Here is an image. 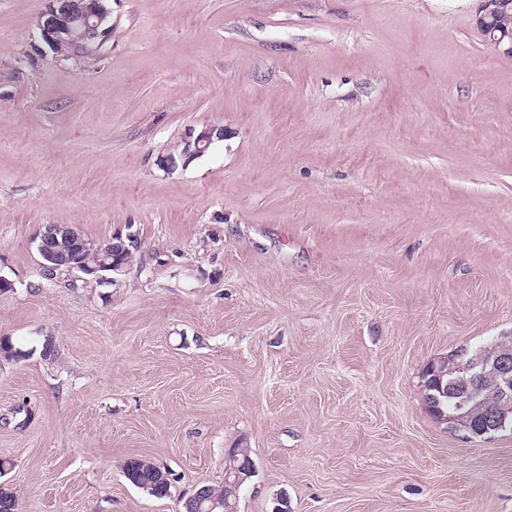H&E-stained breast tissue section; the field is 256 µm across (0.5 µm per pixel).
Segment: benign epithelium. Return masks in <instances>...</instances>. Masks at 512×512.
<instances>
[{
	"label": "benign epithelium",
	"instance_id": "benign-epithelium-1",
	"mask_svg": "<svg viewBox=\"0 0 512 512\" xmlns=\"http://www.w3.org/2000/svg\"><path fill=\"white\" fill-rule=\"evenodd\" d=\"M512 8V0H478L477 25L487 37L489 46L502 57L512 56V28L502 18ZM109 12L102 0H49V7L42 13L38 26L45 42L55 51L66 47L84 50L105 34ZM224 139V128L206 126L188 137L179 155L169 153L159 159L164 170H173L178 162L184 163L204 155L214 141ZM37 249L42 267L47 270L62 268L96 279L105 272H115L126 264L127 248L118 238L96 242L86 238L75 226L46 224L37 235ZM493 385L499 397L512 399V349L503 348L491 361H476L461 382L438 384L431 395L433 402L439 396L456 398L455 408L461 412L477 404L487 385ZM505 429V417L495 409H484L473 417L469 427L475 436H490ZM240 450L232 449L225 460V479L234 488L244 485L254 473L253 462L248 456L238 458Z\"/></svg>",
	"mask_w": 512,
	"mask_h": 512
}]
</instances>
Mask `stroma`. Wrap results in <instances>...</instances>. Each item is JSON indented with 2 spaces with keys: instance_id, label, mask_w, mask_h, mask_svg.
<instances>
[{
  "instance_id": "obj_1",
  "label": "stroma",
  "mask_w": 512,
  "mask_h": 512,
  "mask_svg": "<svg viewBox=\"0 0 512 512\" xmlns=\"http://www.w3.org/2000/svg\"><path fill=\"white\" fill-rule=\"evenodd\" d=\"M86 53L0 0V482L18 512H512V430L428 363L512 336V59L476 0H104ZM223 140L175 170L190 133ZM119 238L104 279L36 235ZM168 469L171 493L124 465ZM472 420L469 431L475 436H490L505 429V417L495 409H483ZM241 450L239 448H233L227 455V458L225 460V479L230 482L229 486L228 484H225L224 486L220 488L213 487L211 485H202L200 487H207V495L208 497H215L219 499L220 501H224L225 496L229 497V500L231 502H235L237 499L238 493H240V489L253 475L254 473V465L251 460V458H248V455H244L243 459H239L237 454L240 453ZM242 486V487H240ZM239 489H234V488ZM224 508L231 509L232 505L230 503H225L224 501ZM159 468L153 463L144 459L132 458L126 462L124 467V476L132 485L147 492L156 498L167 497L170 493L171 479L168 471L161 470V478L156 477Z\"/></svg>"
}]
</instances>
